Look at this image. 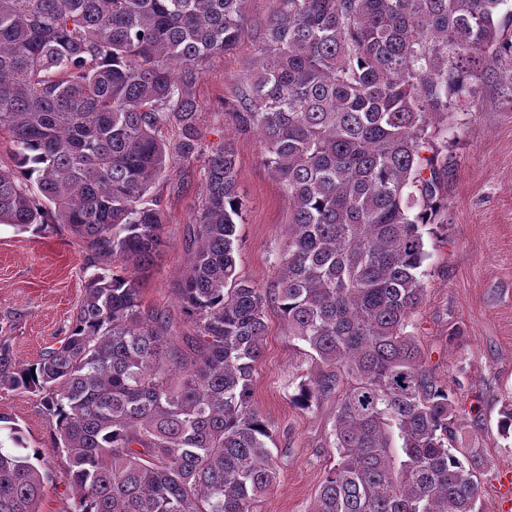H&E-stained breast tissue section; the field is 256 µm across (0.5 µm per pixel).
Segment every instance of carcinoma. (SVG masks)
<instances>
[{"mask_svg": "<svg viewBox=\"0 0 512 512\" xmlns=\"http://www.w3.org/2000/svg\"><path fill=\"white\" fill-rule=\"evenodd\" d=\"M506 0H274L234 120L288 198L275 300L327 368L291 401L342 387L338 460L314 512H485L477 454L454 446L457 393L425 366L422 228L448 223V108L512 57ZM245 0H0V224L49 222L99 271L64 343L26 366L0 344V389L39 393L73 512H255L278 478L252 408L266 295L236 271L243 203L227 143L174 288L194 334L142 304L165 221L151 187L204 149L203 63L246 34ZM176 130L173 140L163 130ZM38 193H33L32 186ZM42 452L0 416V512H39Z\"/></svg>", "mask_w": 512, "mask_h": 512, "instance_id": "obj_1", "label": "carcinoma"}]
</instances>
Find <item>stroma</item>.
Segmentation results:
<instances>
[{"mask_svg": "<svg viewBox=\"0 0 512 512\" xmlns=\"http://www.w3.org/2000/svg\"><path fill=\"white\" fill-rule=\"evenodd\" d=\"M247 34L233 53L203 65L197 84L198 125L205 146L227 142L236 150L238 192L244 222L238 225L237 270L266 292L263 342L252 386V404L271 425L273 453L280 461L276 484L256 512H313L326 470L338 454L332 429L336 398L309 410L290 397L319 367L303 344L289 336L276 302L274 260L288 228V200L267 167L257 135L241 131L230 117L239 108V88L262 43L273 0H246ZM448 150L455 170L448 182V228L426 234L429 257L425 296L410 327L433 374L458 390V436L476 449L484 471L486 512H505L500 476L512 470V437L498 420L512 399V58L494 60L472 81L462 104L448 118ZM199 156L184 183L154 187L165 209L163 247L141 281L146 305L166 311L175 339L192 334L173 290L187 262L188 226L199 208ZM87 253L63 225L19 233L0 224V343L19 365L36 362L69 335L92 270ZM0 414L14 418L29 447L43 451L49 476L40 512H73L76 488L64 456L51 448L54 421L38 395L0 389Z\"/></svg>", "mask_w": 512, "mask_h": 512, "instance_id": "1", "label": "stroma"}]
</instances>
